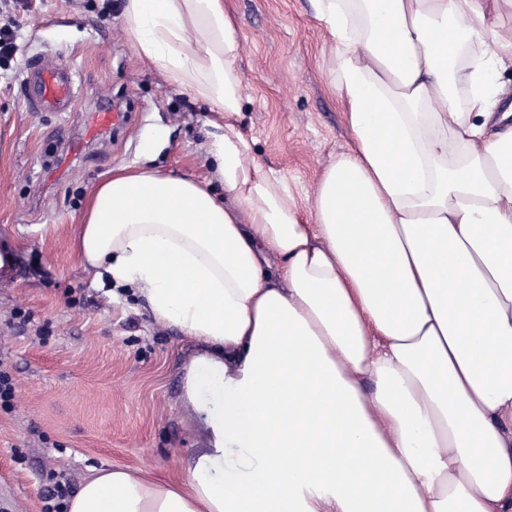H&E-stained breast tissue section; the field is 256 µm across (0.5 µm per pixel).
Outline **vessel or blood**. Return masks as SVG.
<instances>
[{
    "mask_svg": "<svg viewBox=\"0 0 512 512\" xmlns=\"http://www.w3.org/2000/svg\"><path fill=\"white\" fill-rule=\"evenodd\" d=\"M23 87L27 107L32 112H69L77 100L71 69L63 64L46 63L39 57L28 60ZM122 121V113L113 111L108 104L90 113L79 136L69 141L67 153L59 159L57 173H64L85 147L104 139Z\"/></svg>",
    "mask_w": 512,
    "mask_h": 512,
    "instance_id": "obj_1",
    "label": "vessel or blood"
}]
</instances>
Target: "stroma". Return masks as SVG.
<instances>
[{"mask_svg":"<svg viewBox=\"0 0 512 512\" xmlns=\"http://www.w3.org/2000/svg\"><path fill=\"white\" fill-rule=\"evenodd\" d=\"M0 0L16 51L0 58V370L12 378L0 408V512H43L56 482L79 488L91 468L122 466L175 480L208 446L183 377L197 346L156 324L138 300L114 302L92 283L74 230L89 189L121 167L210 173L206 103L141 61L124 32L122 0ZM239 34L246 87L236 121L253 156L310 206L325 168L351 145L331 84L327 33L310 0H224ZM61 56L76 72L78 109L114 102L126 125L63 176L48 165L76 117L27 111L25 64Z\"/></svg>","mask_w":512,"mask_h":512,"instance_id":"1","label":"stroma"}]
</instances>
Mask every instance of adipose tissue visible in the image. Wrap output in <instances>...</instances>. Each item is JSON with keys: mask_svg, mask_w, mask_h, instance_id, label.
<instances>
[{"mask_svg": "<svg viewBox=\"0 0 512 512\" xmlns=\"http://www.w3.org/2000/svg\"><path fill=\"white\" fill-rule=\"evenodd\" d=\"M352 138L311 214L235 117L224 0H123L143 62L214 112L209 180L121 168L82 265L200 350L210 446L101 469L68 512H512V0H312ZM222 193H215L214 184ZM248 467L224 477L228 449Z\"/></svg>", "mask_w": 512, "mask_h": 512, "instance_id": "obj_1", "label": "adipose tissue"}]
</instances>
